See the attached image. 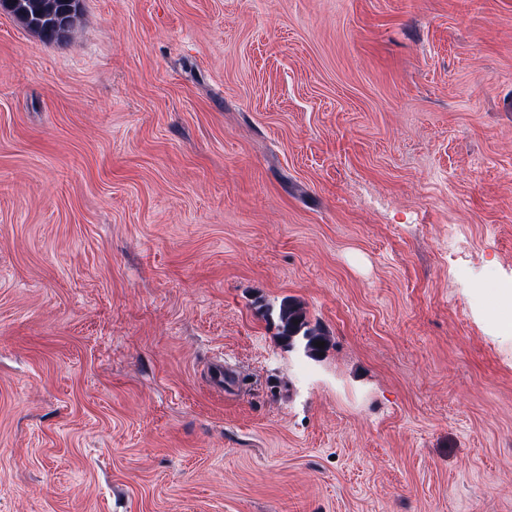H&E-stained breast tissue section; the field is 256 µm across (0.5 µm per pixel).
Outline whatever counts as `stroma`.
<instances>
[{
	"mask_svg": "<svg viewBox=\"0 0 512 512\" xmlns=\"http://www.w3.org/2000/svg\"><path fill=\"white\" fill-rule=\"evenodd\" d=\"M506 280L512 0L0 13V512H512ZM7 14L13 15L27 29L37 33L44 41H58L64 37L76 18L78 0H14ZM67 1L69 3H67ZM69 7L62 29L59 16ZM277 318L279 337L287 346H298L311 359H317L325 350L326 337L316 327H310L305 311L298 304L290 299L282 300ZM317 341H325L324 348L317 347Z\"/></svg>",
	"mask_w": 512,
	"mask_h": 512,
	"instance_id": "obj_1",
	"label": "stroma"
}]
</instances>
